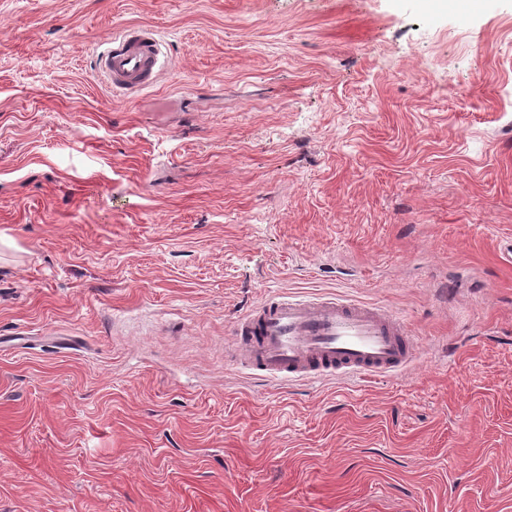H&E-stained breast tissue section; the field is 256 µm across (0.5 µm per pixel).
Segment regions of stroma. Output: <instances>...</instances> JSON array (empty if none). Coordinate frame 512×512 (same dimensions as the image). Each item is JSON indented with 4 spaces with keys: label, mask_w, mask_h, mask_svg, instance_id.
<instances>
[{
    "label": "stroma",
    "mask_w": 512,
    "mask_h": 512,
    "mask_svg": "<svg viewBox=\"0 0 512 512\" xmlns=\"http://www.w3.org/2000/svg\"><path fill=\"white\" fill-rule=\"evenodd\" d=\"M0 234V512H512V0H0ZM277 292L419 356L272 388ZM161 41L146 27L125 28L96 59V74L127 94L152 88L161 71Z\"/></svg>",
    "instance_id": "obj_1"
}]
</instances>
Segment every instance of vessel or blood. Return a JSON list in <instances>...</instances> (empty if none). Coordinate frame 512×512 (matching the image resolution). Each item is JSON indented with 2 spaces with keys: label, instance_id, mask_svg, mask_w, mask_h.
Masks as SVG:
<instances>
[{
  "label": "vessel or blood",
  "instance_id": "b4317fda",
  "mask_svg": "<svg viewBox=\"0 0 512 512\" xmlns=\"http://www.w3.org/2000/svg\"><path fill=\"white\" fill-rule=\"evenodd\" d=\"M160 55L154 30L130 27L98 54L96 74L113 89L141 93L154 86ZM416 355L412 328L387 307L274 294L235 320L226 358L268 380L315 383L398 373Z\"/></svg>",
  "mask_w": 512,
  "mask_h": 512
}]
</instances>
